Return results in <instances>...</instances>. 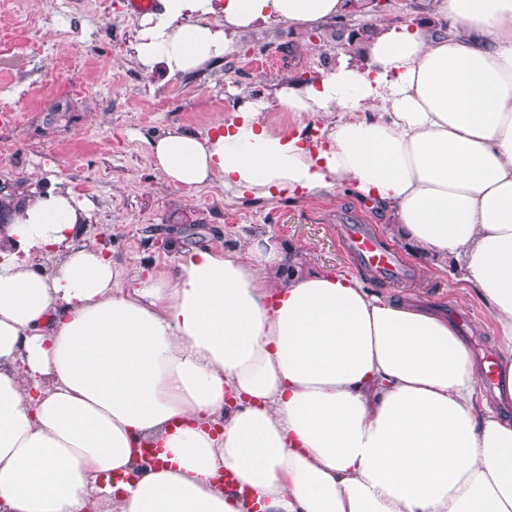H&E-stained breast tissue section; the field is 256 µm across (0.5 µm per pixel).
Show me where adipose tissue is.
I'll return each instance as SVG.
<instances>
[{"label": "adipose tissue", "mask_w": 512, "mask_h": 512, "mask_svg": "<svg viewBox=\"0 0 512 512\" xmlns=\"http://www.w3.org/2000/svg\"><path fill=\"white\" fill-rule=\"evenodd\" d=\"M350 0H159L130 45L147 74L218 69L240 39L313 31ZM375 22L361 61L275 101L234 90L203 132L148 139L176 187L306 198L348 184L417 253L459 262L495 323L512 399V0H429ZM321 123L272 131L271 105ZM63 185L0 235V512H512V419L446 316L355 276L291 282L267 238L121 271L83 244ZM51 256L53 268L39 265ZM233 485L217 484L224 471Z\"/></svg>", "instance_id": "1"}]
</instances>
